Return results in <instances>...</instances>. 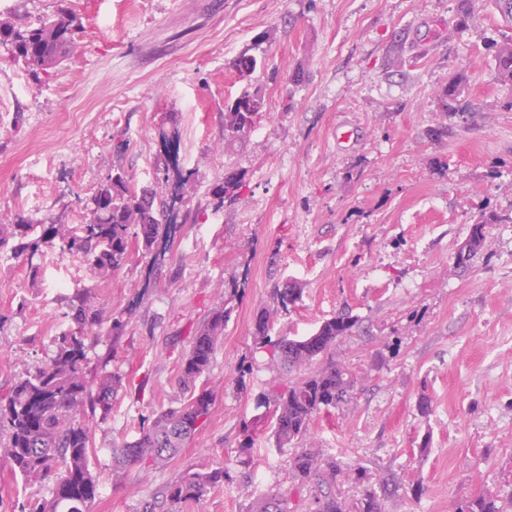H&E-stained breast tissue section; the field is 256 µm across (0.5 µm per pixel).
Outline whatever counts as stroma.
<instances>
[{"mask_svg": "<svg viewBox=\"0 0 512 512\" xmlns=\"http://www.w3.org/2000/svg\"><path fill=\"white\" fill-rule=\"evenodd\" d=\"M13 9L75 15L78 49L44 81L0 45V95L10 97L0 103V221L80 224L83 202L119 166L135 187L168 190L166 138L193 174L167 245L109 277L56 247L39 255L34 282L23 259L0 257V392L51 355L76 290L126 324L89 351L91 366L122 380L111 415L89 422L95 512H142L184 472L217 467L230 481L179 512H246L270 494L311 512L316 487L294 479L291 449L261 425L240 446L279 375L252 322L288 282L303 295L273 317L274 334L310 335L343 310L361 321L333 350L355 395L318 414L310 437L342 467L346 507L385 483V512H454L512 485V223L488 225L468 269L456 260L479 211L512 212V94L493 78L507 30L491 0L465 23L456 0H0V12ZM258 38L265 112L228 144L225 105L242 88L232 62ZM452 73L465 110L447 115L439 92ZM228 171L246 184L219 208L211 190ZM223 304L231 317L202 378L210 420L156 468L113 471L114 445L188 399L181 366ZM53 489L0 460V512Z\"/></svg>", "mask_w": 512, "mask_h": 512, "instance_id": "stroma-1", "label": "stroma"}]
</instances>
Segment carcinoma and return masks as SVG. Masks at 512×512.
Segmentation results:
<instances>
[{
  "label": "carcinoma",
  "mask_w": 512,
  "mask_h": 512,
  "mask_svg": "<svg viewBox=\"0 0 512 512\" xmlns=\"http://www.w3.org/2000/svg\"><path fill=\"white\" fill-rule=\"evenodd\" d=\"M75 19L66 11L31 20L19 14L0 19V45L13 60L28 71L49 75L59 70L76 51ZM261 41L241 51L234 62L246 86L225 105L224 138L243 140L255 128L265 111L259 85L251 77L263 67L257 54ZM496 80L512 83V36L505 37L495 59ZM462 80L455 76L439 94L443 111H454L461 95ZM244 175L230 172L216 184L212 193L220 203L234 200L243 186ZM175 201L156 192L137 191L132 178L118 169L101 181L84 202L85 221L67 230L60 244L55 238L60 229L55 224H35L18 218L0 224V255L25 258L29 277L37 280L40 265L34 258L44 247L59 246L61 251L78 256L104 275L120 269L132 247L149 254L161 234H170L168 222ZM512 223V216L481 213L470 229L469 254L458 259L465 265L479 253L488 224ZM297 286L275 288L271 293L272 310L258 315L253 324L255 344L270 355L272 364L283 373L297 374L292 380L272 381L267 391L256 398L257 406L266 408L271 418L273 439L278 448H292L289 460L292 475L305 484L331 485L341 473L334 458H326L317 448H304L310 438L311 424L324 410L347 403L357 379L341 362L330 356L331 349L344 336L359 327L358 317L341 311L323 321L316 331L301 338L271 335L273 314L286 315L301 299ZM70 325L54 338L53 355L45 363L16 377L0 395V458L7 461L14 475L37 480L56 474L53 495L31 505L29 512H93L99 497L97 476L92 471L94 437L84 420L85 410L112 411V396L120 378L110 373L99 376L96 385L89 380L88 351L92 340L103 330L101 312L91 300V290L73 293L67 304ZM231 310L218 307L202 322L182 365V380L190 396L181 406L155 415L150 425L133 441L112 448V469L155 466L171 459L202 428L210 416L213 396L208 389H196V381L210 368L218 346L224 340V328ZM222 468L206 472H188L166 486L163 499L167 512H178L179 504L196 500L208 489L224 482ZM512 506V490L483 492L467 501L458 512H507ZM356 512H384L383 498L375 491L364 494ZM249 512H288L284 500L269 495L252 504ZM313 512H344L339 498L322 492L314 500Z\"/></svg>",
  "instance_id": "1"
}]
</instances>
